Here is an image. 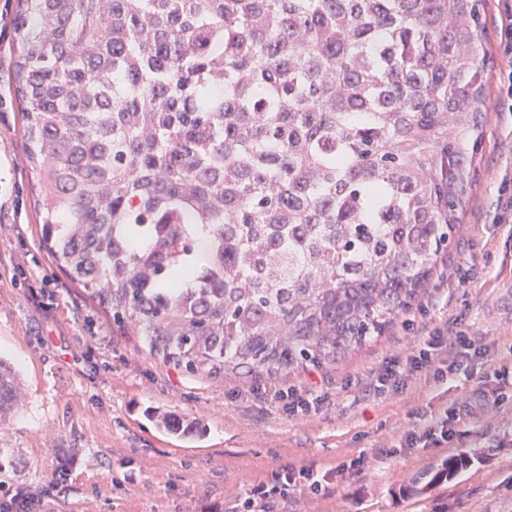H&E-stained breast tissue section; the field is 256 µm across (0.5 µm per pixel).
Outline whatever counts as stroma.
I'll list each match as a JSON object with an SVG mask.
<instances>
[{
  "label": "stroma",
  "mask_w": 512,
  "mask_h": 512,
  "mask_svg": "<svg viewBox=\"0 0 512 512\" xmlns=\"http://www.w3.org/2000/svg\"><path fill=\"white\" fill-rule=\"evenodd\" d=\"M15 0H0V357L26 389L0 423V502L31 512H512V24L505 0H487L492 64L479 179L455 243L412 307L384 336L335 364L277 378L184 377L150 357L54 264L41 245L37 181L25 156L14 93ZM466 331L475 351L452 382L431 373L383 396L369 378L429 334ZM322 395L290 412L266 391ZM160 407L202 421L189 445L157 433ZM450 413L455 436L409 448V433ZM482 460L416 496L433 461L457 450ZM306 468L321 490L287 497L251 490Z\"/></svg>",
  "instance_id": "obj_1"
}]
</instances>
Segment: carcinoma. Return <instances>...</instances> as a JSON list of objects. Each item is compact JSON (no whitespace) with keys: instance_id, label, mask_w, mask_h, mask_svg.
<instances>
[{"instance_id":"obj_1","label":"carcinoma","mask_w":512,"mask_h":512,"mask_svg":"<svg viewBox=\"0 0 512 512\" xmlns=\"http://www.w3.org/2000/svg\"><path fill=\"white\" fill-rule=\"evenodd\" d=\"M485 2L16 0L42 246L186 377L336 363L416 301L462 223L485 149ZM20 399L0 359V419ZM474 461L428 466L413 493Z\"/></svg>"}]
</instances>
